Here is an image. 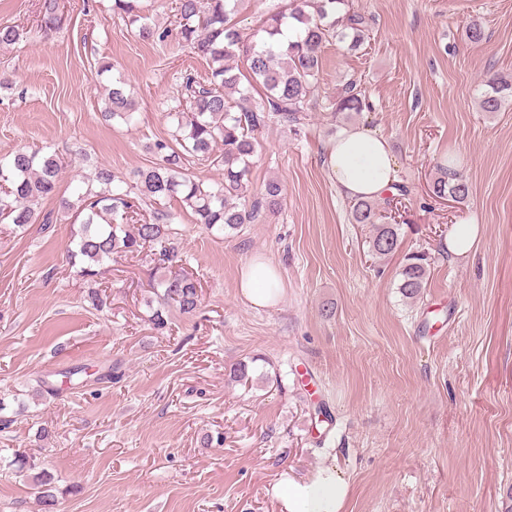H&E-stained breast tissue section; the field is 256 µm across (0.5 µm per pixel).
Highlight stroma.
<instances>
[{"instance_id":"obj_1","label":"stroma","mask_w":512,"mask_h":512,"mask_svg":"<svg viewBox=\"0 0 512 512\" xmlns=\"http://www.w3.org/2000/svg\"><path fill=\"white\" fill-rule=\"evenodd\" d=\"M39 3L0 0V23L28 31L0 48V159L49 146L72 164L41 206L56 223L24 234L0 224V512H45L36 475L61 491L54 512H276L280 472L330 464L350 486L343 512H501L512 485V103L490 114L478 101L489 75L512 76V0H349L370 18L367 38L324 46L303 125L257 135L247 195L281 180L279 212L218 232L171 202L199 306L170 308L163 330L149 320L160 305L149 257L119 254L87 282L65 260L73 226L59 206L97 166L126 178L153 165L182 74L207 78L209 64L178 35L139 39L112 0H68L51 32ZM116 77L136 99L134 125L101 118ZM349 82L370 106L355 124L389 140L406 188L392 202L400 246L381 260L323 163ZM448 162L469 182L465 201L432 193ZM459 224L478 232L455 259ZM416 252L430 276L412 301L398 284ZM256 256L280 271L283 298L268 308L239 293Z\"/></svg>"}]
</instances>
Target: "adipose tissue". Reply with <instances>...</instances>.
<instances>
[{
	"label": "adipose tissue",
	"instance_id": "obj_1",
	"mask_svg": "<svg viewBox=\"0 0 512 512\" xmlns=\"http://www.w3.org/2000/svg\"><path fill=\"white\" fill-rule=\"evenodd\" d=\"M324 164L339 194L349 199L383 198L398 180L388 140L362 126L344 128L329 144ZM239 288L256 308L273 306L281 298L278 270L265 259L245 265ZM348 494V481L332 465L306 479L281 474L272 487L277 512H342Z\"/></svg>",
	"mask_w": 512,
	"mask_h": 512
}]
</instances>
